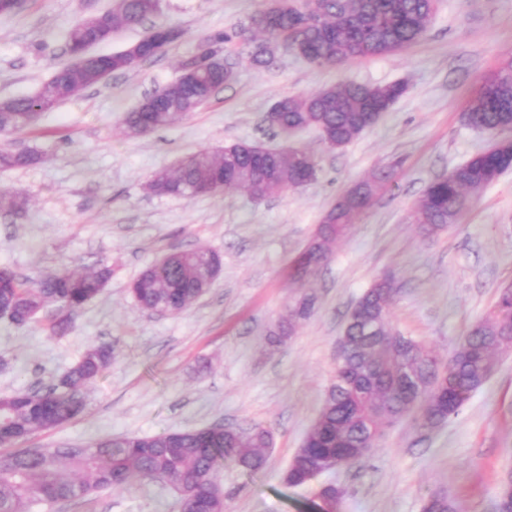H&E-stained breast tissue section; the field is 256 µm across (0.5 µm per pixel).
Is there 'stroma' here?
Returning <instances> with one entry per match:
<instances>
[{
    "label": "stroma",
    "instance_id": "stroma-1",
    "mask_svg": "<svg viewBox=\"0 0 512 512\" xmlns=\"http://www.w3.org/2000/svg\"><path fill=\"white\" fill-rule=\"evenodd\" d=\"M266 0H161L157 15L96 45L124 49L159 25L181 30L163 56L115 73L44 112L36 127L0 139L33 150L36 163L0 170V191L28 199L19 216L0 213V266L39 279L107 262L102 293L75 310L62 335L47 317L18 326L0 318V395L59 383L87 347L105 343L112 362L83 391L81 416L21 440L24 448L88 444L113 435L184 432L259 423L273 437L266 468L223 469L225 512H313L322 482L343 491L339 512H422L445 491L461 512H494L499 477L512 465V352L459 414L427 431L412 420L387 430L362 462L308 484L284 474L336 372L337 341L360 298L393 274L392 326L448 355L512 283V170L474 197L458 222L425 234L410 213L426 187L491 144L462 114L482 82L512 57V0H440L427 32L397 52L318 67L290 51L254 66L244 37L225 56L233 79L176 123L138 137L123 117L175 81L179 65L217 30L244 28ZM112 0H22L0 14V99L29 96L66 64V35ZM353 79L404 82L405 94L345 147L323 146L313 130L295 145L315 156V181L256 200L241 190L193 200L158 196L151 176L184 156L233 143L282 146L265 116L281 97ZM392 180L374 196L329 258L302 283L292 262L336 199L378 168ZM206 247L223 270L207 293L178 313L142 310L128 287L162 256ZM314 310L285 345L273 346L280 317L302 293ZM177 494L141 480L124 489L37 507L35 512H178Z\"/></svg>",
    "mask_w": 512,
    "mask_h": 512
}]
</instances>
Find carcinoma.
<instances>
[{
	"mask_svg": "<svg viewBox=\"0 0 512 512\" xmlns=\"http://www.w3.org/2000/svg\"><path fill=\"white\" fill-rule=\"evenodd\" d=\"M160 0H114L109 16L112 28L135 26L158 12ZM437 0H288L267 4L250 21L253 35L270 47L252 54L256 66L269 64L274 50L300 41L315 66H340L352 60L383 56L418 41L433 21ZM88 35L80 22L67 35L66 51ZM240 30L210 34L202 46L218 58L240 36ZM96 60L67 64L33 95L0 101V134L35 125L41 114L61 100L74 96L100 79L90 75ZM202 81L192 87L174 83L166 88L170 104L150 112L126 114L129 135L141 128L173 124L203 105L200 97L221 81L209 67L201 68ZM406 92L397 81L384 85L343 81L309 95L283 98L279 112L283 126L308 121L324 130L322 141L348 145L378 122ZM478 125L494 134L512 125V61L498 70L496 81L483 87L468 102ZM509 148L487 149L472 155L448 175L432 181L418 200L412 221L424 232L454 224L470 199L493 185L507 168ZM31 151L0 148V169L31 165ZM314 155L299 148L282 157L267 171L255 145L236 143L224 152L199 151L181 161L173 171H158L148 190L184 199L192 189L211 183L215 191L247 190L262 197L297 189L317 178ZM393 169L373 171L362 180L363 198L342 195L336 202L335 226L323 229L322 264L335 244L356 223L370 198L391 180ZM27 199L19 192H0V211L18 214ZM218 253L199 247L172 253L149 265L134 280L131 294L144 310L176 313L198 299L197 275L205 265L219 264ZM111 277L105 264L89 271L59 270L37 281L0 268V317L16 324L35 322L49 305L57 311L49 324L54 335L65 328L71 312L100 294ZM392 278L385 276L367 289L356 304L359 315L349 318L344 330L343 354L336 363L335 380L328 387L318 418L285 473L291 485L320 467L354 464L371 452L386 427L415 415L420 428H434L458 415L471 394L482 387L496 367L498 357L512 349V289L502 290L489 315L477 323L465 340L442 361L422 342L391 326ZM315 306L312 294H303L288 307L277 324L275 341L292 334ZM112 357L109 346L93 345L67 373L61 387L41 394L28 390L0 395V446L15 445L36 430L59 427L84 409L82 389L93 383ZM173 433L115 435L78 448L26 449L0 455V512H32L37 505L83 498L102 490L116 491L136 480L171 484L178 495L179 512H224L225 494L216 482L219 469L231 466L246 475L262 471L272 435L260 424L249 426L244 439L202 428L182 432L178 447ZM343 493L325 488L318 492L317 512H338ZM423 512H459L458 505L439 493L430 495ZM495 512H512V471L500 479Z\"/></svg>",
	"mask_w": 512,
	"mask_h": 512,
	"instance_id": "carcinoma-1",
	"label": "carcinoma"
}]
</instances>
